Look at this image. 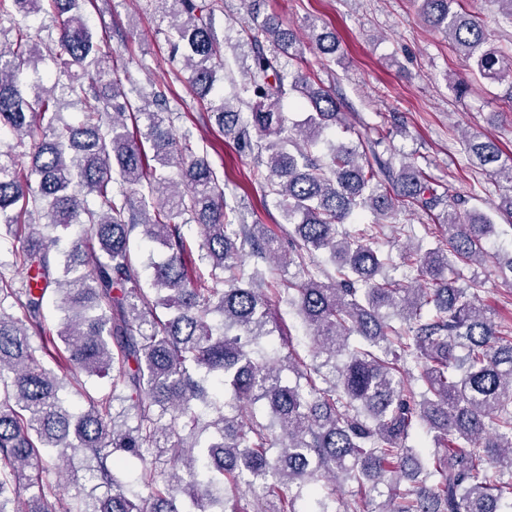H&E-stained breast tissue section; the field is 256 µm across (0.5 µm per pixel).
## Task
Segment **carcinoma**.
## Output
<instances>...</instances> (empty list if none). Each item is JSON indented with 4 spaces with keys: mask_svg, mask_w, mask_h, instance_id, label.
I'll return each mask as SVG.
<instances>
[{
    "mask_svg": "<svg viewBox=\"0 0 512 512\" xmlns=\"http://www.w3.org/2000/svg\"><path fill=\"white\" fill-rule=\"evenodd\" d=\"M26 19L42 12L55 33L36 41L14 27L0 47V225L13 260L0 262V512H332L318 493L327 479L348 486L344 512H504L512 497V332L477 304L482 281L464 270L501 265L486 249L496 219L512 229V164L491 140L466 135L480 165L507 184L494 213H460L415 158L382 136L317 144L343 119L318 67L336 57V33L311 22L308 62L292 29L274 16L245 30L250 55L233 107L217 88L224 45L213 27L224 0H157L169 19L168 43L192 87L211 96L208 118L241 153L256 156L253 181L294 226L288 244L262 224L247 228L224 210V189L192 135L171 128L168 98L137 85L128 69L105 67L106 42L88 25L93 0H0ZM454 0H421L419 14L444 33L478 74L507 83L512 55L488 44L484 25ZM81 73H71L72 67ZM300 98L304 119L289 122L283 102ZM81 120L63 118L64 102ZM30 157L26 169L18 155ZM176 169L179 179L169 177ZM141 196L140 205L133 197ZM436 209L444 241L406 249L414 286L385 272L377 233L402 208ZM374 216L360 234L344 229L357 210ZM194 222L200 239L183 226ZM158 244L163 259L143 288L131 239ZM255 258L298 272L280 283ZM337 269L332 277L316 255ZM22 276L17 278L14 271ZM60 329L45 326L47 305ZM310 331L307 356L282 354L263 339L280 306ZM353 336L360 337L356 345ZM40 344H31V338ZM52 360L63 370L47 366ZM112 376V389L86 396L75 413L59 397L79 376ZM229 392L235 412L214 408ZM130 402L134 424L117 422L113 402ZM266 404L247 419L240 404ZM216 409L209 414L210 409ZM432 434L433 469L406 446L416 424ZM157 449L138 482L142 499L118 472L126 456ZM84 464L94 482L60 511L45 457ZM412 492L397 495L402 482ZM386 483L388 507L371 494Z\"/></svg>",
    "mask_w": 512,
    "mask_h": 512,
    "instance_id": "cac0c4a2",
    "label": "carcinoma"
}]
</instances>
